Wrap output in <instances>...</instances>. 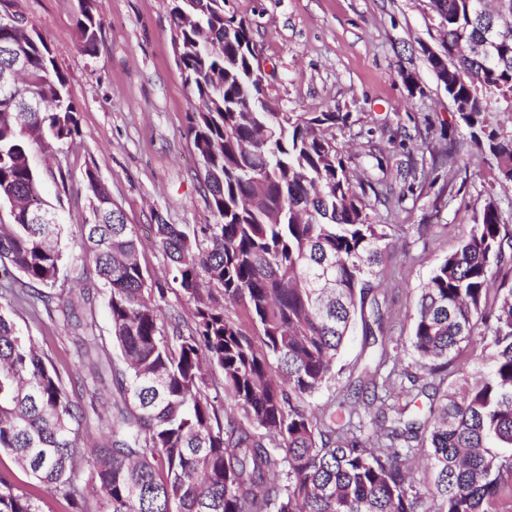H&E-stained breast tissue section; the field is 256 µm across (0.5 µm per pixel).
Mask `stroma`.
<instances>
[{"label": "stroma", "mask_w": 512, "mask_h": 512, "mask_svg": "<svg viewBox=\"0 0 512 512\" xmlns=\"http://www.w3.org/2000/svg\"><path fill=\"white\" fill-rule=\"evenodd\" d=\"M103 26L96 51L78 47L79 0H11V11L57 51L69 78L78 133L52 157L34 152L45 199L61 216L64 259L50 304L29 306L24 285L0 290L14 303L20 332L33 339L61 373L82 371L80 332L60 312L73 301L110 336L108 293L80 248L88 212L83 176L94 170L108 186L125 223L137 232L138 258L153 281L167 260L153 226L212 224L199 180L200 164L186 135L194 108L176 64L172 0H97ZM428 0H228L227 14L248 22L267 71L269 97L289 112H336L347 124L330 128L347 166L364 180L378 219L397 225L396 246L379 286L392 303V334L409 336L421 288L435 265L459 247L487 200L512 230V186L490 187L486 155L457 125V114L422 51L439 47ZM364 346L354 327L336 361L335 377L317 395L325 403L356 377ZM0 471L18 491L35 494L39 512H69L54 492L0 452Z\"/></svg>", "instance_id": "1"}]
</instances>
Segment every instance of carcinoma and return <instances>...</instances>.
I'll return each mask as SVG.
<instances>
[{"label": "carcinoma", "instance_id": "carcinoma-1", "mask_svg": "<svg viewBox=\"0 0 512 512\" xmlns=\"http://www.w3.org/2000/svg\"><path fill=\"white\" fill-rule=\"evenodd\" d=\"M226 0H173L178 66L203 109L187 116L200 181L217 218L192 228L155 225L171 280L192 322L166 320L152 298L165 288L137 258L139 238L124 223L98 175L85 171L89 216L81 250L108 290L112 350L95 334L85 350L109 368L116 398L108 444L90 479L107 512H512V287L493 290L512 264V236L497 205L485 203L459 248L421 288L408 343L381 339L362 366L384 421L334 399L312 408L331 380L356 320L365 337L382 330L374 281L397 226L377 220L362 184L324 126L334 112H240L254 95L250 27L224 19ZM492 0H434L443 52L467 76L448 74V93L471 102L458 113L470 141L486 148L493 180L512 184V135L486 115L512 112V29L495 24ZM80 48L96 49V0L77 20ZM493 38L488 53L469 46ZM28 60L22 94L0 101V283L26 279L56 287L63 262L58 224H32L11 196L52 211L29 156L77 134L68 76L56 52L28 25L0 27V74L10 50ZM511 252H506V249ZM236 306L244 319L226 314ZM13 307L0 304V451L72 512H92L78 476L87 414L73 391L80 375L47 364L22 336ZM410 348L418 372L384 371ZM489 350L468 383L464 351ZM224 390L236 414L219 411ZM432 390L429 406L410 412ZM425 455L433 479L417 480ZM0 512H38L0 471Z\"/></svg>", "mask_w": 512, "mask_h": 512}]
</instances>
